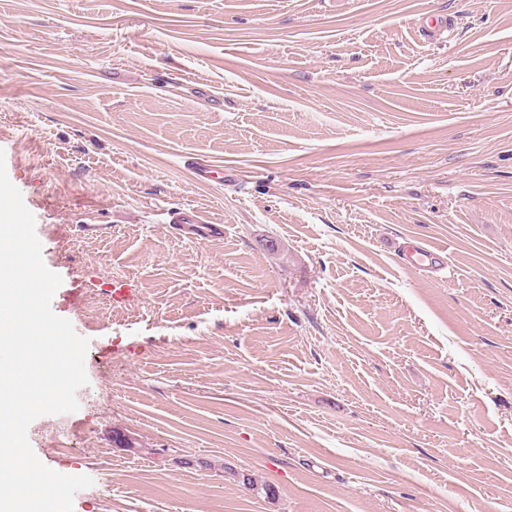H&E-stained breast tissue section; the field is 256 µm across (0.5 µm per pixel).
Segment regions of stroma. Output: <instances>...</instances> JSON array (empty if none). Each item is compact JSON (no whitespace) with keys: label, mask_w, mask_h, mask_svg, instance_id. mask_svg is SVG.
Listing matches in <instances>:
<instances>
[{"label":"stroma","mask_w":512,"mask_h":512,"mask_svg":"<svg viewBox=\"0 0 512 512\" xmlns=\"http://www.w3.org/2000/svg\"><path fill=\"white\" fill-rule=\"evenodd\" d=\"M0 152L73 512H512V0H0ZM171 228L180 236L192 235L197 239H212L220 235L219 224H209L203 214L192 213L190 215L177 211L172 213Z\"/></svg>","instance_id":"35a3bbf8"}]
</instances>
